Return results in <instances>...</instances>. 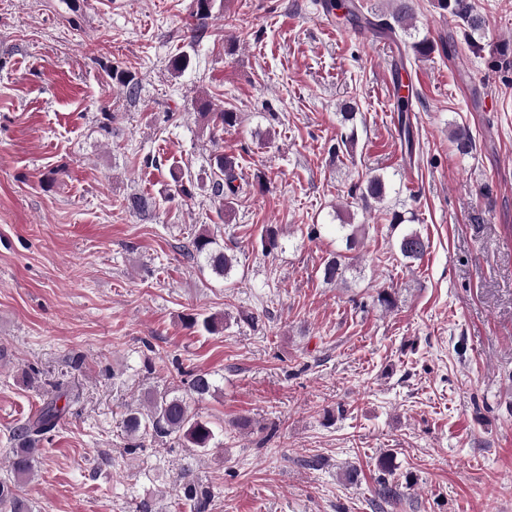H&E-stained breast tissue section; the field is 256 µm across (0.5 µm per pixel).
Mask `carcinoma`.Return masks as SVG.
I'll list each match as a JSON object with an SVG mask.
<instances>
[{"instance_id": "carcinoma-1", "label": "carcinoma", "mask_w": 512, "mask_h": 512, "mask_svg": "<svg viewBox=\"0 0 512 512\" xmlns=\"http://www.w3.org/2000/svg\"><path fill=\"white\" fill-rule=\"evenodd\" d=\"M440 9H449L461 20L473 52L481 50L474 34L484 28L483 17L474 10L469 0H437ZM213 0H194V17L197 25L193 30L194 37L202 39L206 21L211 16ZM380 35L389 39L399 38V33L412 36L410 6L406 0H395L390 13L378 16V19L366 20ZM405 48L412 51L417 58L427 57L434 52L435 45L428 37L417 38L405 43ZM220 173L211 187L213 201L222 207H231L242 187L235 184L238 180L235 173V162L224 156L216 160ZM390 183L382 176H372L354 186L352 196L364 202L374 200L382 202L389 194ZM128 208L138 213H149L156 209V201L146 195H136L128 200ZM262 252L266 255L274 253L278 248L277 231L269 226L260 237ZM397 247L405 259L417 261L422 259L428 242L420 231L403 230L397 239ZM182 253L190 261H204L214 273L224 278L231 277L236 266V258L217 247L216 240L206 231L193 234L182 245ZM353 262L341 254L327 258L323 267V279L333 282L343 279L344 273L353 268ZM202 400L212 393L214 383L207 372L188 371L181 384L164 391L147 390L143 398L135 406L127 407L123 417V425L127 436L124 452L135 455L145 448L147 440H163L174 438L183 448L206 449L215 440L213 423L190 410L187 399L182 391ZM66 396L58 384L46 391L43 405L24 423L12 431L16 444L8 464L13 479L0 480V512H32V505L19 489V483L34 474L35 462L41 454L40 444L47 438L68 412L69 404L62 406L58 402ZM403 496L401 487L384 478L379 483L377 498L380 502H390ZM176 497L179 503L190 509V512H212L213 495L210 489L202 484L198 474L190 467L180 469L176 483Z\"/></svg>"}]
</instances>
